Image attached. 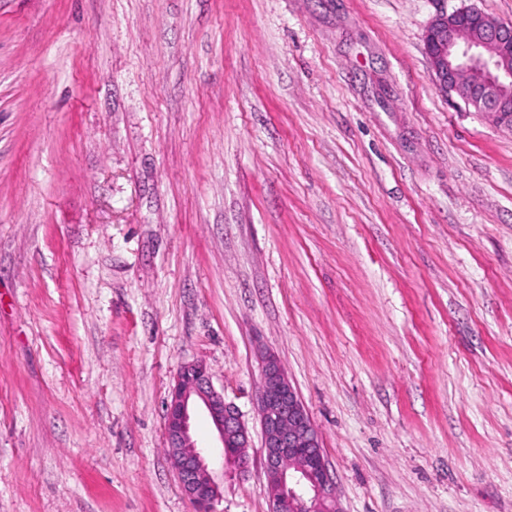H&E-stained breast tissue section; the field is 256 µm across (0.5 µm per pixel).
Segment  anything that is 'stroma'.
<instances>
[{"instance_id": "obj_1", "label": "stroma", "mask_w": 512, "mask_h": 512, "mask_svg": "<svg viewBox=\"0 0 512 512\" xmlns=\"http://www.w3.org/2000/svg\"><path fill=\"white\" fill-rule=\"evenodd\" d=\"M0 0V512H194L169 388L251 433L260 355L342 512H512V129L439 90L441 8Z\"/></svg>"}]
</instances>
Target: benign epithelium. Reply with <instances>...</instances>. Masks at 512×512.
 Masks as SVG:
<instances>
[{"label":"benign epithelium","instance_id":"1","mask_svg":"<svg viewBox=\"0 0 512 512\" xmlns=\"http://www.w3.org/2000/svg\"><path fill=\"white\" fill-rule=\"evenodd\" d=\"M438 88L512 129V28L472 8L437 14L424 33ZM257 415L271 512H341L314 422L280 359L260 357ZM203 409L219 446H201L191 416ZM166 454L195 512H220L224 475L249 468L251 439L237 406L215 389L202 362L181 366L166 405Z\"/></svg>","mask_w":512,"mask_h":512}]
</instances>
